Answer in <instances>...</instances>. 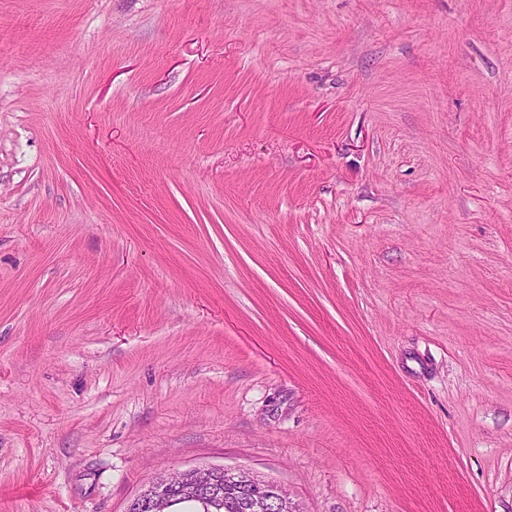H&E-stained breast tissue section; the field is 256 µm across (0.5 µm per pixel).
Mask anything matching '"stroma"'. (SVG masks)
Masks as SVG:
<instances>
[{
	"label": "stroma",
	"mask_w": 512,
	"mask_h": 512,
	"mask_svg": "<svg viewBox=\"0 0 512 512\" xmlns=\"http://www.w3.org/2000/svg\"><path fill=\"white\" fill-rule=\"evenodd\" d=\"M208 466L512 512V0H0V512Z\"/></svg>",
	"instance_id": "obj_1"
}]
</instances>
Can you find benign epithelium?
Returning a JSON list of instances; mask_svg holds the SVG:
<instances>
[{
  "label": "benign epithelium",
  "instance_id": "benign-epithelium-1",
  "mask_svg": "<svg viewBox=\"0 0 512 512\" xmlns=\"http://www.w3.org/2000/svg\"><path fill=\"white\" fill-rule=\"evenodd\" d=\"M223 473L241 492L239 507L242 512H293L288 492L279 484L262 479L249 472L224 467L173 470L157 477L134 504V512H173L181 501L201 504L203 512H210L224 495L217 482Z\"/></svg>",
  "mask_w": 512,
  "mask_h": 512
}]
</instances>
